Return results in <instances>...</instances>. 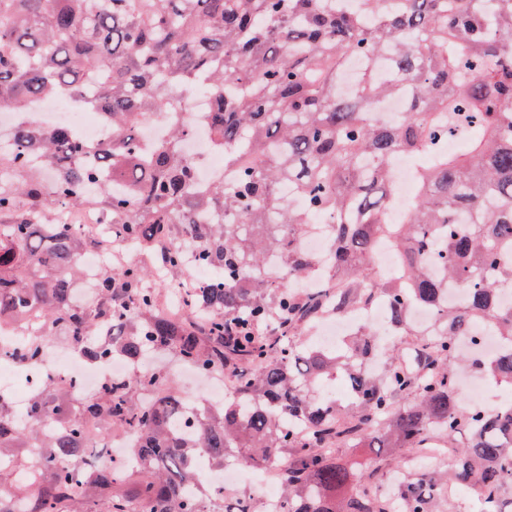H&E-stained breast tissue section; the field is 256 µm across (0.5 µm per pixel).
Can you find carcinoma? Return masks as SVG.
Segmentation results:
<instances>
[{"mask_svg": "<svg viewBox=\"0 0 512 512\" xmlns=\"http://www.w3.org/2000/svg\"><path fill=\"white\" fill-rule=\"evenodd\" d=\"M354 58L362 68L345 95ZM188 87L217 100L205 125L231 172L224 183L200 186L179 152L177 95ZM58 93L105 115L112 142L16 127L12 153L0 154V320L33 299L70 348L101 362L158 352L204 373L228 366L234 392L199 408L189 429L163 370L105 379L79 404L47 382L20 419L0 402V512H254L250 497L199 481L204 453L281 465L284 512H391L373 475L355 478L329 449L416 458L439 439L447 457L404 480L401 512H438L450 483L512 512V408L481 416L454 383L471 358L460 338L481 323L511 347L480 370L512 383V307L500 305L512 293V0H0V109ZM400 95L408 106L389 123L376 106ZM161 110L170 138L145 151L136 128ZM476 127L465 153L442 152ZM399 154L427 161L395 223ZM60 202L92 207L141 247L140 262L103 273L89 305L73 300L87 244L45 219ZM322 226L341 287H279V275L318 263L301 241ZM382 246L401 260L389 279L373 268ZM189 263L212 272L189 303L209 311L202 322L167 318L146 286ZM374 296L394 335L413 330L418 305L434 311V331L405 357L378 353L368 325L334 352L299 341ZM42 353L32 332L18 356L36 364ZM373 361L381 371L365 370ZM338 372L346 405L324 385ZM59 416L61 434L43 436ZM128 430L141 441L136 460L102 466L95 435Z\"/></svg>", "mask_w": 512, "mask_h": 512, "instance_id": "carcinoma-1", "label": "carcinoma"}]
</instances>
